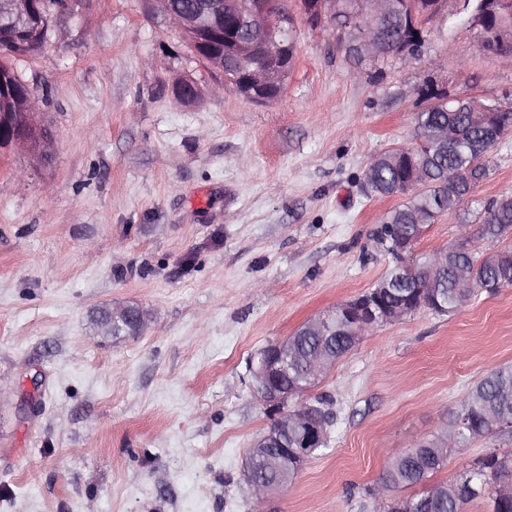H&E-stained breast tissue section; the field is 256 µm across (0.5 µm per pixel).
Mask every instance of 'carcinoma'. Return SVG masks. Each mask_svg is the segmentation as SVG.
Instances as JSON below:
<instances>
[{"instance_id":"cac0c4a2","label":"carcinoma","mask_w":512,"mask_h":512,"mask_svg":"<svg viewBox=\"0 0 512 512\" xmlns=\"http://www.w3.org/2000/svg\"><path fill=\"white\" fill-rule=\"evenodd\" d=\"M39 16L27 26L0 21V78L7 82L8 93L0 95V113L14 111V102L28 88L16 75L8 58L40 53L51 33L47 18L59 0H36ZM452 22L477 27L479 50L488 56L512 57V41L496 37L500 24L512 26V0H456ZM408 11L395 12L380 19L381 53L363 61L375 68L389 59L401 58L408 42ZM479 101L438 102L416 113L418 142L411 148L388 150L372 159L364 172L366 194L370 196L406 195L409 200L388 211L375 231L376 239L392 251V244L409 238L414 232L415 211H427L430 221L458 212L471 197L474 188L488 175L485 157L505 135L512 131V110H505L507 122L496 128L480 120L474 108ZM512 226V197L489 203L478 218L476 234L482 240L499 241L504 227ZM448 258L439 262L427 254L393 256V266L381 277L389 283L377 289L378 307L406 317L428 309L439 315L462 308L464 297L485 291L512 288V244L483 256L462 246L447 249ZM346 319L343 304L331 316L333 330L320 336L305 328L288 337V343L300 353L282 380L288 386L308 374V356L318 347L336 353L340 359L353 348V341L339 332ZM492 418L506 422L497 432L512 437V365L492 370L474 384L458 409L450 427L455 431L454 447L466 448L489 429ZM276 448L255 464L258 479L268 483H292L301 471L293 458L288 468L273 465L270 458ZM446 465L441 448H423L414 441L398 453L379 479L368 489L372 496L387 500L386 512H395L397 498L392 492L400 487L419 486L421 490L401 501L404 512H464L472 502H481L487 512H512V497H500L496 487L512 484V450L494 449L453 478L433 482L431 478Z\"/></svg>"}]
</instances>
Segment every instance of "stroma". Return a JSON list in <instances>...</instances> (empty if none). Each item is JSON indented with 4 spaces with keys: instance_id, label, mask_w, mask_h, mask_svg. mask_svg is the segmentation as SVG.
Returning a JSON list of instances; mask_svg holds the SVG:
<instances>
[{
    "instance_id": "obj_1",
    "label": "stroma",
    "mask_w": 512,
    "mask_h": 512,
    "mask_svg": "<svg viewBox=\"0 0 512 512\" xmlns=\"http://www.w3.org/2000/svg\"><path fill=\"white\" fill-rule=\"evenodd\" d=\"M283 94L257 105L195 59L147 0H88L13 66L54 138L0 147V512H253L243 467L274 415L248 362L392 264L367 162L415 141L422 88L512 107V62L437 16L407 60L349 59L297 27ZM193 80L200 96L176 99ZM470 213L512 197V135ZM461 215L415 246L464 241ZM150 316L103 338L96 308ZM512 364V288L375 328L316 385L336 417L273 512H384L367 493Z\"/></svg>"
}]
</instances>
